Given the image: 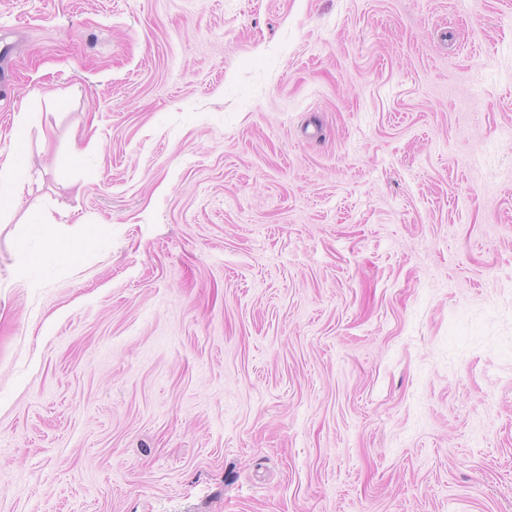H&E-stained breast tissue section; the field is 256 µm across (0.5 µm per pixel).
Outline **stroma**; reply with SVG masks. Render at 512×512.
<instances>
[{
	"mask_svg": "<svg viewBox=\"0 0 512 512\" xmlns=\"http://www.w3.org/2000/svg\"><path fill=\"white\" fill-rule=\"evenodd\" d=\"M16 148L0 512H512V0H0ZM37 248L30 255V264L48 268L60 260L74 259L72 241L62 235L57 225H41L34 233Z\"/></svg>",
	"mask_w": 512,
	"mask_h": 512,
	"instance_id": "1",
	"label": "stroma"
}]
</instances>
